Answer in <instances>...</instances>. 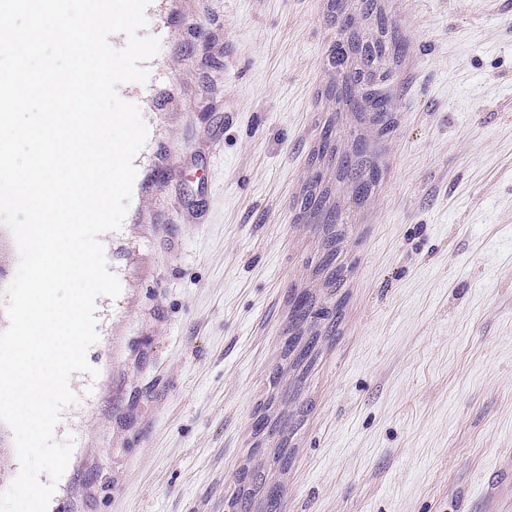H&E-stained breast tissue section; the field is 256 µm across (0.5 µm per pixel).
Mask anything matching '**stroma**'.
Returning a JSON list of instances; mask_svg holds the SVG:
<instances>
[{"label":"stroma","instance_id":"stroma-1","mask_svg":"<svg viewBox=\"0 0 512 512\" xmlns=\"http://www.w3.org/2000/svg\"><path fill=\"white\" fill-rule=\"evenodd\" d=\"M394 130L335 251L300 204L335 104L330 0H150L147 127L48 512H226L288 417L282 512H512V0H400ZM305 377L284 372L292 293Z\"/></svg>","mask_w":512,"mask_h":512}]
</instances>
